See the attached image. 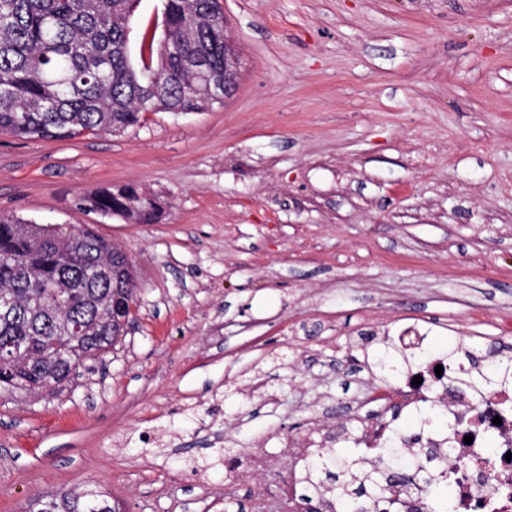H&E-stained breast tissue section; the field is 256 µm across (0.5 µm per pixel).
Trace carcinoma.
Returning <instances> with one entry per match:
<instances>
[{"label": "carcinoma", "instance_id": "cac0c4a2", "mask_svg": "<svg viewBox=\"0 0 512 512\" xmlns=\"http://www.w3.org/2000/svg\"><path fill=\"white\" fill-rule=\"evenodd\" d=\"M166 44L159 60L131 65L126 42L132 0H0V134L17 139L120 135L144 113L205 112L224 104L208 80L184 69L224 71L221 0H163ZM85 204L105 216L152 222L159 198L134 185L101 188ZM0 393L34 394L60 388L88 358L108 352L121 337L112 307L136 303L135 272L112 242L82 226L62 238L50 225L0 213ZM451 380L479 396L512 386V356L453 350L445 356ZM417 435L392 428L373 462L352 469L348 456L317 452L308 480L338 483L347 512H365L395 481L424 488L431 512H453L444 464L415 448ZM23 512H125L99 491L62 489L28 500Z\"/></svg>", "mask_w": 512, "mask_h": 512}]
</instances>
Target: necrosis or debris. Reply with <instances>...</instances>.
<instances>
[{
  "mask_svg": "<svg viewBox=\"0 0 512 512\" xmlns=\"http://www.w3.org/2000/svg\"><path fill=\"white\" fill-rule=\"evenodd\" d=\"M437 359L426 358L400 371L389 394L400 408L417 411L430 399L450 421L448 433L423 430L420 444L449 454L453 465L448 479L454 490L456 512H512V388L489 391L475 401L437 376ZM421 384H414V377ZM472 443H465V436ZM494 440L495 452H487L486 440Z\"/></svg>",
  "mask_w": 512,
  "mask_h": 512,
  "instance_id": "1",
  "label": "necrosis or debris"
}]
</instances>
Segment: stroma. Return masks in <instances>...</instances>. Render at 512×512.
Masks as SVG:
<instances>
[{
    "mask_svg": "<svg viewBox=\"0 0 512 512\" xmlns=\"http://www.w3.org/2000/svg\"><path fill=\"white\" fill-rule=\"evenodd\" d=\"M238 87L124 134L0 136V212L82 224L136 270L133 321L62 390L0 396V512L89 489L129 512H281V438L356 453L345 403L392 332L442 356L512 318V0H223ZM159 197L150 224L87 209ZM368 353L358 372L346 352ZM265 392L251 388L254 376ZM272 394L274 403L263 400ZM279 461L226 473L223 448ZM85 204L105 216H116L135 224L151 223L161 208L158 197L130 184L115 190L101 188Z\"/></svg>",
    "mask_w": 512,
    "mask_h": 512,
    "instance_id": "stroma-1",
    "label": "stroma"
}]
</instances>
